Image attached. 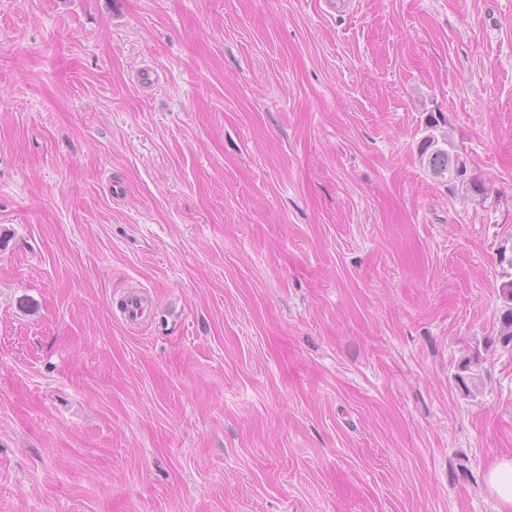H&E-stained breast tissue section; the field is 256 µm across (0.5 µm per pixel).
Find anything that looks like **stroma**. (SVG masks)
Returning a JSON list of instances; mask_svg holds the SVG:
<instances>
[{
  "label": "stroma",
  "instance_id": "35a3bbf8",
  "mask_svg": "<svg viewBox=\"0 0 512 512\" xmlns=\"http://www.w3.org/2000/svg\"><path fill=\"white\" fill-rule=\"evenodd\" d=\"M0 231V512H499L512 0H0ZM455 153L453 145L447 139L443 138L439 143L434 136H429L421 142L418 161L420 166L434 177L449 178L448 181H451L455 170Z\"/></svg>",
  "mask_w": 512,
  "mask_h": 512
}]
</instances>
